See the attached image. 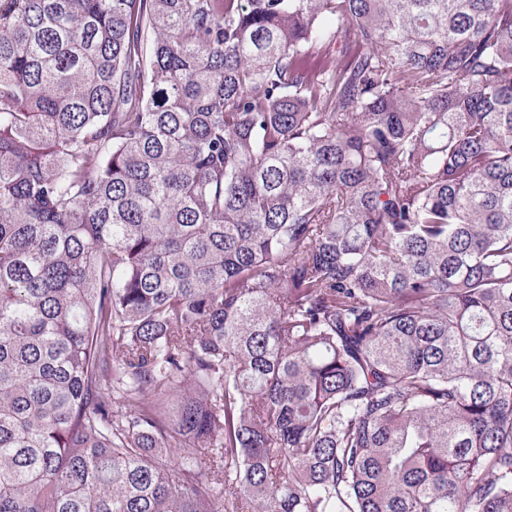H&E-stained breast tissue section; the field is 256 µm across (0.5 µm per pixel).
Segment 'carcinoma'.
I'll list each match as a JSON object with an SVG mask.
<instances>
[{
    "mask_svg": "<svg viewBox=\"0 0 512 512\" xmlns=\"http://www.w3.org/2000/svg\"><path fill=\"white\" fill-rule=\"evenodd\" d=\"M0 512H512V0H0Z\"/></svg>",
    "mask_w": 512,
    "mask_h": 512,
    "instance_id": "obj_1",
    "label": "carcinoma"
}]
</instances>
